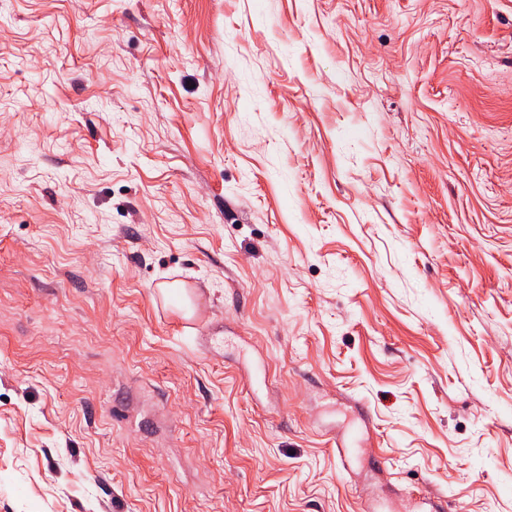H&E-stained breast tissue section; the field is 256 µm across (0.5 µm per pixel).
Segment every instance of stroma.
Instances as JSON below:
<instances>
[{
  "mask_svg": "<svg viewBox=\"0 0 512 512\" xmlns=\"http://www.w3.org/2000/svg\"><path fill=\"white\" fill-rule=\"evenodd\" d=\"M419 497L512 512V0H0V512Z\"/></svg>",
  "mask_w": 512,
  "mask_h": 512,
  "instance_id": "obj_1",
  "label": "stroma"
}]
</instances>
